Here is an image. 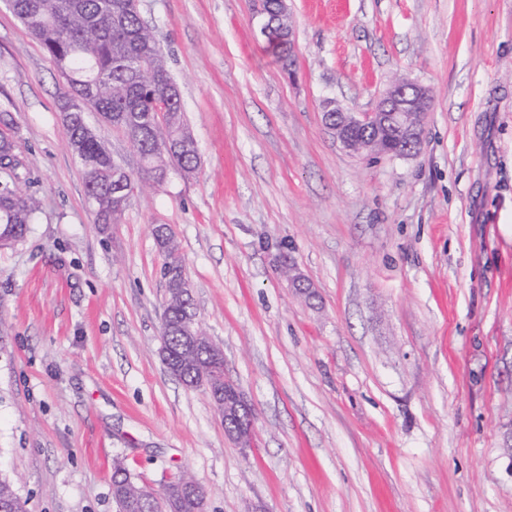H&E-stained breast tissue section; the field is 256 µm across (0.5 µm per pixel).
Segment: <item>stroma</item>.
I'll return each mask as SVG.
<instances>
[{
  "label": "stroma",
  "mask_w": 512,
  "mask_h": 512,
  "mask_svg": "<svg viewBox=\"0 0 512 512\" xmlns=\"http://www.w3.org/2000/svg\"><path fill=\"white\" fill-rule=\"evenodd\" d=\"M259 0H141L199 164L143 175L100 224L58 110L67 85L0 0V110L39 203L0 249V473L29 512H116L112 463L207 512H512V0H288L286 75ZM429 89L411 158L346 151L323 103ZM169 225L202 331L254 420L225 432L160 354ZM293 260L316 290L283 276ZM190 489L186 479L180 477L168 482L163 491H165L172 499H176L183 495L185 491ZM197 496L193 493L184 494L177 507L178 512H205L206 511V496H198V508H197Z\"/></svg>",
  "instance_id": "35a3bbf8"
}]
</instances>
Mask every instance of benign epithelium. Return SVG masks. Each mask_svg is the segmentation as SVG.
<instances>
[{
    "mask_svg": "<svg viewBox=\"0 0 512 512\" xmlns=\"http://www.w3.org/2000/svg\"><path fill=\"white\" fill-rule=\"evenodd\" d=\"M278 2L280 11H264L265 22L261 32L271 43L288 41V66L291 67L295 49L293 33H286L280 28V13L288 10V4L287 0ZM431 109L432 99L426 87L411 81H398L385 90L371 112H346L329 102L324 117L327 128L347 151L354 154L376 151L404 158L419 152ZM360 131L386 132L395 137V142L384 149L378 140L358 135ZM112 177L115 194L125 195L130 175L114 163ZM184 340L191 349H202L207 353L208 368L202 373V381L214 409L224 421L226 433L240 445L251 446L253 415L238 389L225 377L223 350L201 332L195 315L186 318Z\"/></svg>",
    "mask_w": 512,
    "mask_h": 512,
    "instance_id": "1",
    "label": "benign epithelium"
}]
</instances>
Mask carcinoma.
Segmentation results:
<instances>
[{
    "mask_svg": "<svg viewBox=\"0 0 512 512\" xmlns=\"http://www.w3.org/2000/svg\"><path fill=\"white\" fill-rule=\"evenodd\" d=\"M13 12L57 69L68 74L75 85V95L61 100L60 111L69 145L84 170L86 196L97 223H113L124 204L113 198L111 153L93 130L81 123L79 114L93 109L125 135L135 129L131 145L140 156L142 172L149 177L170 167L188 174L197 169L198 152L188 135L182 104L166 91L165 80L171 73L132 0H13ZM132 58L143 59L144 69L130 70L128 62ZM166 141L176 149H160ZM0 163L8 169V174L0 175V239L18 242L35 222L38 205L21 193L22 172L27 164L17 141L2 133ZM155 239L168 262L162 345L178 350L184 346L180 324L186 314L194 312V303L177 290L185 264L176 240L159 225ZM205 360L201 350L187 354L181 372L184 385L200 386L199 366ZM112 493L123 502H135V512H163L169 508L167 499L146 496L124 467L112 476ZM0 509L26 512L25 501L17 494L13 481L2 474Z\"/></svg>",
    "mask_w": 512,
    "mask_h": 512,
    "instance_id": "carcinoma-1",
    "label": "carcinoma"
}]
</instances>
